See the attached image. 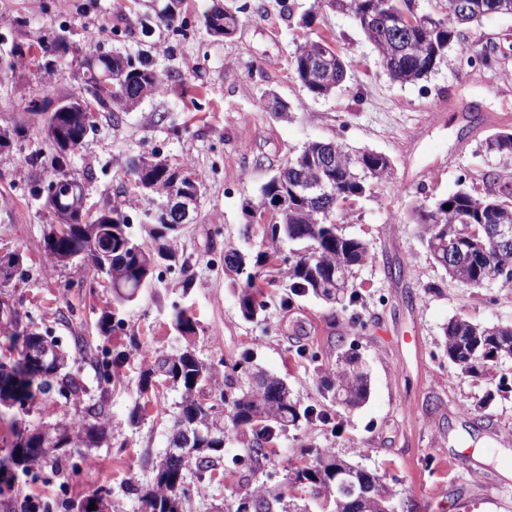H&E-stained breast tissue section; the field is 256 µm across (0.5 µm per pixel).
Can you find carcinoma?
I'll return each mask as SVG.
<instances>
[{
	"label": "carcinoma",
	"instance_id": "1",
	"mask_svg": "<svg viewBox=\"0 0 512 512\" xmlns=\"http://www.w3.org/2000/svg\"><path fill=\"white\" fill-rule=\"evenodd\" d=\"M503 0H466L469 12L465 19L448 22L459 0H430L429 11L410 31L395 26L392 18L382 23L381 35L364 31L382 61L390 66V76L401 83L426 77L440 62L448 47L454 45L463 58L492 60L488 46L465 38L464 31L483 18L495 2ZM340 11L355 14L368 5L382 15L397 11L411 0H320ZM184 0H160L155 4L157 23L167 28L184 21ZM242 7L210 8L203 14L206 33L214 38L232 36L239 24ZM40 60L27 58L21 45H15L8 57L0 60V75L16 69L27 58L39 68H50L53 58L69 53L66 37L58 34L39 44ZM293 66L302 85L315 95L332 92L347 77V63L325 40H305L293 53ZM84 91L83 107L74 114L60 115L58 108L48 112L43 132L54 126L60 136L48 137L51 152L33 160L48 166L55 175L48 188L55 190L51 208L65 213L68 232L57 240L45 239L47 266L54 268L58 258L89 257L97 273L112 284L120 304L135 299L137 291L150 283L155 269L173 266L183 224V215L172 209L151 220L147 239L131 231L130 212L142 205H152L185 186L184 168L174 167L157 155L141 169L128 168L132 190L115 199L93 216L75 206L76 197L86 191L74 182L66 170L71 157L79 151L94 129V112H118L154 95L163 87L162 75L149 59L133 58L115 52L111 55L85 53L81 59ZM486 149L512 158V131L492 134ZM359 154L337 146L336 154L326 152L324 143L310 142L278 169L260 189L258 202L247 201L244 212L280 199L288 200V214L280 223L266 224L263 238L266 249L257 253L236 245L224 247V267L241 280L238 293L242 317L259 321L264 310L261 297L275 280L262 277L265 269H278L286 263L287 284L281 295L284 305L295 299L314 296L341 305L352 306L360 299L353 287V270L371 261L369 245L342 233L336 224V200L318 190L310 195L295 194L296 181L303 177L315 180L339 179L343 198L359 196L367 189V180H384L390 166L376 158L358 161ZM451 208H445V205ZM414 220L430 256L454 279L465 276L487 284L500 282L512 286V277L498 275L501 267L512 271V244L503 246L490 236L495 224H512V184L498 185V191L479 195L465 188L438 202L432 209L414 211ZM288 254H283V246ZM173 324L182 336L195 332L194 322L184 309L173 313ZM448 359L463 376L494 380L498 365L512 361V325L482 326L463 317H453L444 328ZM48 350L46 361L38 363L31 353ZM9 354L0 356V405L10 406L18 400L33 402L52 388L66 397L78 399L85 393L83 383L68 370L69 355L59 341L34 330L14 337ZM159 376L172 381L182 391L179 412L173 417L170 435L177 455L164 468L155 469L151 488L141 496L146 512H183L186 499L185 472L195 469L198 476L226 462L237 465L238 455H229L225 446L230 438L245 448L250 468L254 469L273 452V445L289 429L303 423L325 422L328 415L319 406L304 408L294 402L285 383L261 372L251 373L238 363L221 359L217 363L201 360L193 350L184 348L172 355L151 360L143 374L140 392L146 393L150 380ZM320 395L348 408L362 405L369 396V381L364 365L356 354H345L336 368L321 377ZM107 398L88 407L79 420L58 424L53 436L43 431L21 434L13 447V461L30 473L48 467L60 471L65 460L62 448L97 447L106 438ZM310 462L295 464L288 470L292 483L303 485L322 498L333 512H393L396 492L380 478L339 458L325 448H310ZM284 495L267 488H255L238 501L236 512H280ZM95 509H89L90 504ZM58 507L71 512H106L105 497L94 494L78 505L61 502Z\"/></svg>",
	"mask_w": 512,
	"mask_h": 512
}]
</instances>
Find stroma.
I'll return each instance as SVG.
<instances>
[{"label":"stroma","mask_w":512,"mask_h":512,"mask_svg":"<svg viewBox=\"0 0 512 512\" xmlns=\"http://www.w3.org/2000/svg\"><path fill=\"white\" fill-rule=\"evenodd\" d=\"M149 3L0 0V51L37 45L62 30L76 47L64 70L21 65L0 78V128L23 131L0 149V252L23 256L0 286V304L20 318L16 326L0 318V354L15 327L54 336L87 387L79 401L53 391L23 411L0 406V462L10 457L15 432L80 418L103 390L109 406L105 442L68 449V476L1 472L0 512H21L29 499L76 504L103 488L111 492L109 512H142L138 493L151 484L152 467L166 451L181 393L153 379L141 420L131 423L130 412L139 400L144 354L185 345L171 325L180 308L197 323L192 343L199 358L261 367L284 379L300 405L321 403L322 371L343 354L359 355L370 374L361 408L327 405L331 423L289 430L257 472L220 465L201 479L188 474L185 512H234L259 485L283 489L294 512H322L319 499L288 476L289 458L308 445L338 453L393 486L397 512H512V398L480 406L490 384L457 373L442 333L456 316L512 324V287L468 288L452 280L427 254L410 217L415 206H434L462 188L488 193L489 174L512 182V159L484 147L493 133L512 130V15L484 17L467 32L494 47L491 65H468L451 48L427 77L400 83L351 15L315 0H247L235 34L219 40L202 25L214 0H186L182 32L163 26L145 32ZM92 37L99 52L147 57L165 85L119 117L97 113L70 167L88 183L87 210L98 211L128 189L127 162L154 151L171 165L189 166L204 185L197 217L177 242L179 264L156 269L151 285L121 308L90 259L45 269L54 216L33 194L53 174L31 162L48 145L41 115L27 107L34 99L51 103L82 93L77 50ZM318 37L351 65L350 80L326 96L310 93L292 67L296 45ZM271 93L288 104V118L267 111ZM311 140L373 150L391 161L389 180L373 182L364 196L336 209L343 233L364 240L373 253L352 277L363 301L344 309L303 297L285 309L275 295L267 299L264 321L246 322L237 302L241 284L224 271V246L242 241L245 202ZM107 312L112 328L104 334L99 323ZM117 346L130 356L119 368L122 384L107 388L102 361ZM304 346L317 350L318 360L299 356ZM488 420L496 433L486 430Z\"/></svg>","instance_id":"stroma-1"}]
</instances>
